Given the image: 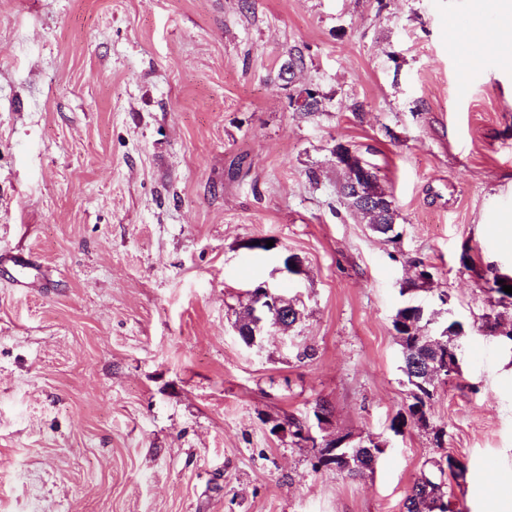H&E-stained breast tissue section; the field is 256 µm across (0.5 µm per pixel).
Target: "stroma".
I'll return each instance as SVG.
<instances>
[{"label":"stroma","mask_w":512,"mask_h":512,"mask_svg":"<svg viewBox=\"0 0 512 512\" xmlns=\"http://www.w3.org/2000/svg\"><path fill=\"white\" fill-rule=\"evenodd\" d=\"M480 8L494 29L493 0H0V512H404L447 454L454 512H512V353L480 329L512 324L484 289L512 273V61L452 36ZM339 143L395 242L340 200ZM421 263L468 335L429 427L397 434L392 317ZM262 283L303 316L249 346ZM291 416L386 451L314 469L271 432ZM363 168L367 172V178L365 180L358 179L353 174L351 193L357 198V201L362 204H366L369 207H374L377 212L385 215V210H389V214L382 217L380 224H371V229L384 236L386 241L393 242L399 236V233H395V224L398 217L397 211L394 208L393 202H390L385 197L377 198L365 191L364 181L367 183L368 188L376 196H391L390 193L378 182V178L373 169L363 162ZM394 208V210H393ZM393 210V212H392ZM392 213V214H391Z\"/></svg>","instance_id":"1"}]
</instances>
